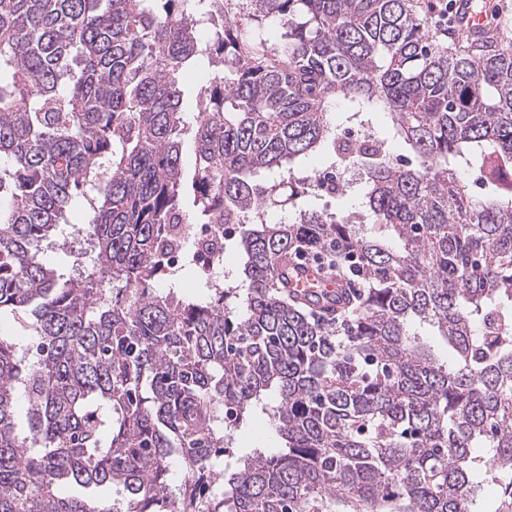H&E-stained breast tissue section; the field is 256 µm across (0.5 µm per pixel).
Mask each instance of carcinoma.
<instances>
[{
	"label": "carcinoma",
	"mask_w": 512,
	"mask_h": 512,
	"mask_svg": "<svg viewBox=\"0 0 512 512\" xmlns=\"http://www.w3.org/2000/svg\"><path fill=\"white\" fill-rule=\"evenodd\" d=\"M249 3L283 43L224 0H0V315L39 339L28 362L0 336V512H112L114 485L127 512H484L483 474L512 512V51L434 44L413 0ZM339 101L348 123L386 113L415 163L366 148L362 209L300 207L307 159L338 157ZM75 204L64 272L43 253L77 237ZM181 224L244 225L237 273L152 288ZM296 248L353 255L343 321L281 295ZM256 413L283 446L237 456Z\"/></svg>",
	"instance_id": "carcinoma-1"
}]
</instances>
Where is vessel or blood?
<instances>
[{
	"instance_id": "1",
	"label": "vessel or blood",
	"mask_w": 512,
	"mask_h": 512,
	"mask_svg": "<svg viewBox=\"0 0 512 512\" xmlns=\"http://www.w3.org/2000/svg\"><path fill=\"white\" fill-rule=\"evenodd\" d=\"M458 8L460 23L466 34L480 40L490 37L493 24L486 13L474 12L469 0H460ZM280 269L284 274V287L289 295L314 303L317 310L338 311L348 300L343 280L327 277L313 263H301L287 257L281 261Z\"/></svg>"
}]
</instances>
